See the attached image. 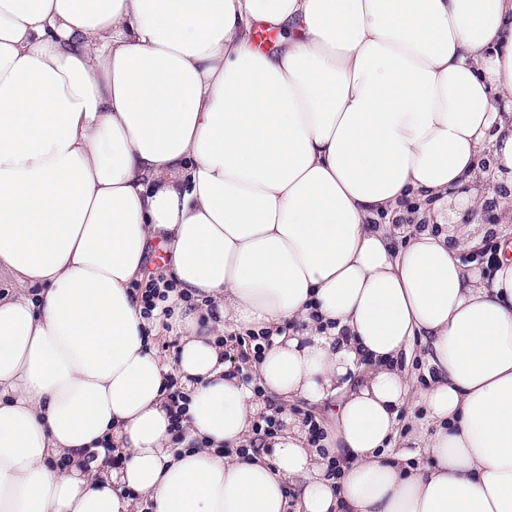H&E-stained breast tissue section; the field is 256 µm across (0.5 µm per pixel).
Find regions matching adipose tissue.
Segmentation results:
<instances>
[{"label": "adipose tissue", "mask_w": 512, "mask_h": 512, "mask_svg": "<svg viewBox=\"0 0 512 512\" xmlns=\"http://www.w3.org/2000/svg\"><path fill=\"white\" fill-rule=\"evenodd\" d=\"M510 178L512 0H0V512H512V241L486 273L420 226ZM227 331L272 332L250 373ZM416 343L421 464L385 454ZM170 263L168 251L164 249L158 242L151 244L147 261L146 271L144 277L135 283H142L144 286L145 282L150 276H161L157 278H151L142 288L141 284L137 285L136 291L140 290V303L142 306V314L146 318H150L153 312L161 309V313L170 315L171 313L169 306L166 305L169 300V293L173 290V286L167 280H165V272ZM164 277V278H163ZM158 335L151 338L153 349L163 362L173 365L177 356L179 338L167 336L168 334L164 331H160ZM165 390L168 391V400L172 409L171 430L176 443L185 439V427L183 423L187 415V408L190 402V395L184 392L179 386L175 376H170ZM335 400L331 399L319 406H310V405H290L288 407V412L291 415L299 416L303 420H306V425L309 427L310 439L313 443H316L317 440L323 437V430L321 428L325 427L331 422L332 414L335 412L333 406L335 405ZM315 417L320 423L313 419Z\"/></svg>", "instance_id": "obj_1"}]
</instances>
